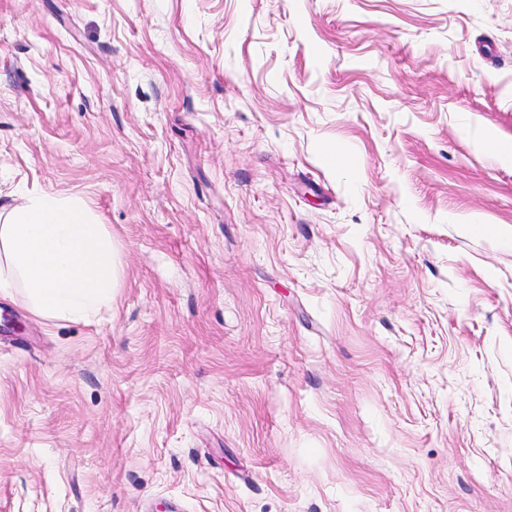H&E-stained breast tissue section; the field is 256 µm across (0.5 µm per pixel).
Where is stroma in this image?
<instances>
[{
  "mask_svg": "<svg viewBox=\"0 0 512 512\" xmlns=\"http://www.w3.org/2000/svg\"><path fill=\"white\" fill-rule=\"evenodd\" d=\"M0 512H512V0H0Z\"/></svg>",
  "mask_w": 512,
  "mask_h": 512,
  "instance_id": "35a3bbf8",
  "label": "stroma"
}]
</instances>
